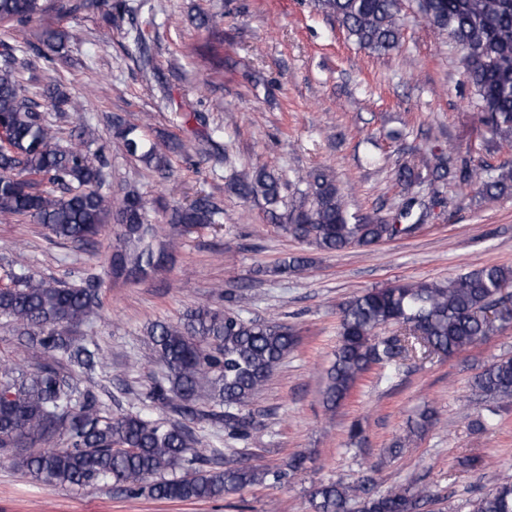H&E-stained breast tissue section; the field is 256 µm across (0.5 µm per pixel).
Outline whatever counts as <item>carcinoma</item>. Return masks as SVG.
Segmentation results:
<instances>
[{"label": "carcinoma", "mask_w": 512, "mask_h": 512, "mask_svg": "<svg viewBox=\"0 0 512 512\" xmlns=\"http://www.w3.org/2000/svg\"><path fill=\"white\" fill-rule=\"evenodd\" d=\"M414 3L422 21L462 51L480 124L512 148V0ZM108 5L123 8L120 0H81L69 6L0 0V24L20 27L48 10L70 13ZM315 5L335 17L349 39L374 54L385 55L401 44L403 0H315ZM67 38L63 30L46 32L45 61H53L52 54ZM30 69L29 59L6 43L0 45V217H29L75 244L91 241L108 222L118 224L121 233L109 258L112 278L136 281L158 270L165 255L177 248V237L159 236L134 187L126 188L119 206L112 207L98 190L105 164L92 163L80 141L65 147L57 142L58 123L82 111L80 96L63 91L55 80L44 84L41 97L55 112V120H46L41 104L28 96L23 72ZM112 130L129 156L159 175L168 171L170 155L198 151L196 144L178 139L152 141L142 126L121 114L112 115ZM394 175L408 194L394 215L350 211L327 167L295 174L302 189L284 211L282 176L265 164L236 174L226 188L240 199H262L282 234L324 252L372 249L417 232L428 211L415 187L425 181L456 180L477 187L488 200L512 194V160L475 165L425 148L398 164ZM223 214L211 196L203 195L173 209L169 223L207 226L221 223ZM16 266L14 286L0 288V321L37 360L29 371L0 364V451L33 449L15 459L17 468L47 488L112 481L131 496L181 502L219 499L282 479L281 471L261 466L226 462L221 468H204L220 463L224 449L202 453L195 435L164 413L215 421L224 425L228 438H248L251 421L243 410L296 346L292 327L209 305L192 309L175 324L154 323L148 335L163 376L144 394L141 410L114 414L94 389L77 380L79 375L93 378L103 366L97 343L72 336L99 307V289L37 278L25 272L23 263ZM511 283L512 268L485 265L443 282L397 281L353 294L339 307V341L327 371L324 403L339 406L371 365L395 362L418 345L451 355L486 340L512 319L507 305L512 294L506 292ZM496 306L505 315L489 317ZM387 326L400 333L376 336ZM474 385L497 403H511L512 355L494 360ZM433 420L432 412L419 413L390 454L399 455ZM56 437L66 447L35 448ZM429 501L422 488L407 485L378 493L367 480H337L310 490L313 512H420ZM465 506L468 512H512V482L498 484Z\"/></svg>", "instance_id": "carcinoma-1"}]
</instances>
